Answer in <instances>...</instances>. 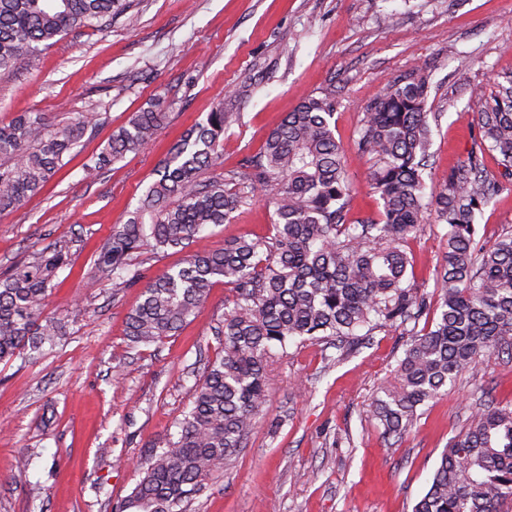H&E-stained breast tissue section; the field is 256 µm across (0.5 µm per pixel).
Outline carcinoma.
Instances as JSON below:
<instances>
[{
    "label": "carcinoma",
    "instance_id": "carcinoma-1",
    "mask_svg": "<svg viewBox=\"0 0 512 512\" xmlns=\"http://www.w3.org/2000/svg\"><path fill=\"white\" fill-rule=\"evenodd\" d=\"M125 10L124 0H0V69L32 65L76 25L93 26ZM428 80L416 69L383 87L366 105L356 140L371 163L377 220L347 218L352 187L335 136L334 98L309 96L269 133L245 169L201 180L220 138L238 113L219 104L169 150L140 206L112 231L96 266L111 277L112 295L143 278L141 256L186 247L210 226L230 219L262 192L274 193L272 234L203 248L146 282L126 320L129 345L149 346L176 333L217 282L232 293L216 330L221 354L192 389L177 432L142 467L131 493L113 512H186L205 481L224 472L248 438L262 406L271 350L296 339L334 336L350 341L362 329L389 327L411 336L395 382L372 402L383 437L399 441L418 409L449 383L494 354L512 355V230L489 246L474 239L477 212L503 190L486 169L496 152L512 172V72L490 94L471 96L480 140L440 184L427 187L422 170L431 145ZM165 113L135 112L86 164L97 171L144 148ZM86 119L48 126L39 112L0 122V214L40 192L83 138ZM448 226L437 276L438 321L415 331L429 310L408 280V240L428 215ZM68 264L66 246L37 250L0 277V362L24 359L66 335L42 318L49 285ZM412 512H512V403H486L467 430L441 454L428 489Z\"/></svg>",
    "mask_w": 512,
    "mask_h": 512
}]
</instances>
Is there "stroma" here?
Masks as SVG:
<instances>
[{
  "instance_id": "1",
  "label": "stroma",
  "mask_w": 512,
  "mask_h": 512,
  "mask_svg": "<svg viewBox=\"0 0 512 512\" xmlns=\"http://www.w3.org/2000/svg\"><path fill=\"white\" fill-rule=\"evenodd\" d=\"M40 65L0 69V121L42 113L51 125L93 120L63 167L21 208L0 214V276L32 252L65 243L44 309L64 323L61 344L37 360L0 362V512H112L138 466L175 431L196 374L220 351L213 328L231 296L218 283L175 334L137 350L125 336L141 286L113 295L95 259L135 211L160 162L216 105L241 115L203 179L241 169L285 112L310 95L336 100L353 193L349 219L378 218L370 164L355 141L365 105L414 68L429 76L432 178L478 137L473 89L512 71V0H129L100 27L79 26L39 53ZM159 105L155 142L96 175L101 152L133 112ZM273 208L257 198L211 228L203 245L265 236ZM492 243L512 229V179L476 218ZM446 227L426 223L408 243L412 276L437 305ZM406 338L385 328L340 355L334 341L290 344L267 363L262 408L246 446L188 512H411L448 441L479 403L512 401V358L492 356L424 407L398 447L371 413ZM30 459L19 474V459Z\"/></svg>"
}]
</instances>
